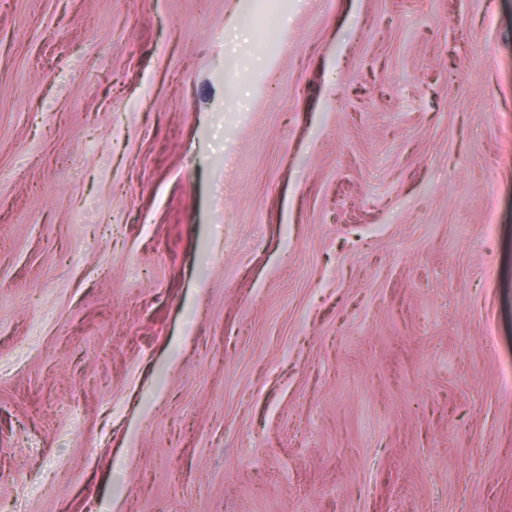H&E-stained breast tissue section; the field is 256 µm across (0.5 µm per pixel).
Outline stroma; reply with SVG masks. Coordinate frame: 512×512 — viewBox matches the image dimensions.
Wrapping results in <instances>:
<instances>
[{
	"mask_svg": "<svg viewBox=\"0 0 512 512\" xmlns=\"http://www.w3.org/2000/svg\"><path fill=\"white\" fill-rule=\"evenodd\" d=\"M0 0V512H512V0ZM260 7L257 11L244 16L243 22L248 26L262 25L269 30L270 35L278 39L281 34L280 23L278 20L279 10L276 0H259Z\"/></svg>",
	"mask_w": 512,
	"mask_h": 512,
	"instance_id": "obj_1",
	"label": "stroma"
}]
</instances>
